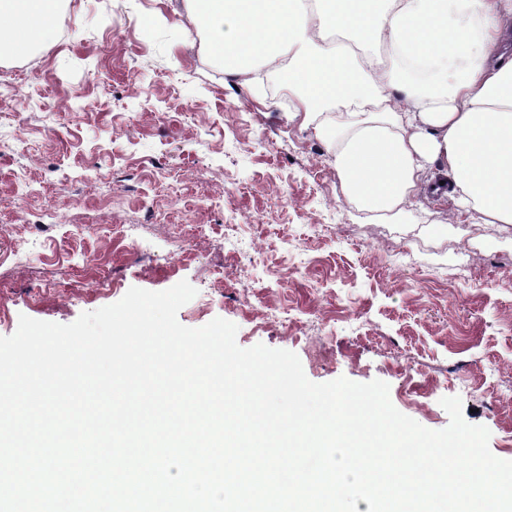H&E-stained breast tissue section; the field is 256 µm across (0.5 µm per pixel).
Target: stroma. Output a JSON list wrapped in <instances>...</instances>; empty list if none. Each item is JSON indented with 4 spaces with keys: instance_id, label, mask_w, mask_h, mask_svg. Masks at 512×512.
<instances>
[{
    "instance_id": "stroma-1",
    "label": "stroma",
    "mask_w": 512,
    "mask_h": 512,
    "mask_svg": "<svg viewBox=\"0 0 512 512\" xmlns=\"http://www.w3.org/2000/svg\"><path fill=\"white\" fill-rule=\"evenodd\" d=\"M450 210L348 202L282 82L225 74L182 0H64L50 42L0 54V337L186 280L182 325L231 321L316 383L382 380L432 430L460 397L512 460V224Z\"/></svg>"
}]
</instances>
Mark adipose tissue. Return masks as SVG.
Segmentation results:
<instances>
[{"mask_svg":"<svg viewBox=\"0 0 512 512\" xmlns=\"http://www.w3.org/2000/svg\"><path fill=\"white\" fill-rule=\"evenodd\" d=\"M183 3L225 71L274 64L350 201L396 215L442 181L456 215L512 224V0ZM61 4L0 0V51L46 43Z\"/></svg>","mask_w":512,"mask_h":512,"instance_id":"obj_1","label":"adipose tissue"}]
</instances>
